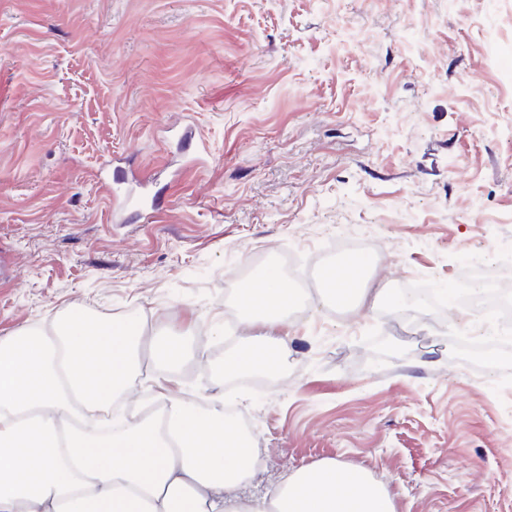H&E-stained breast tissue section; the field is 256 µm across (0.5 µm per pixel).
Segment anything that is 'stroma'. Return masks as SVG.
<instances>
[{
  "instance_id": "35a3bbf8",
  "label": "stroma",
  "mask_w": 512,
  "mask_h": 512,
  "mask_svg": "<svg viewBox=\"0 0 512 512\" xmlns=\"http://www.w3.org/2000/svg\"><path fill=\"white\" fill-rule=\"evenodd\" d=\"M347 224L395 294L512 242V0H0V338L138 313L187 332L201 398L230 275ZM326 264L269 387L224 382L272 456L244 495L335 460L396 512H512V352L456 306L321 302Z\"/></svg>"
}]
</instances>
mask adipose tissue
Wrapping results in <instances>:
<instances>
[{
  "mask_svg": "<svg viewBox=\"0 0 512 512\" xmlns=\"http://www.w3.org/2000/svg\"><path fill=\"white\" fill-rule=\"evenodd\" d=\"M325 281L330 299L356 310L394 300L365 287L350 263L332 266ZM236 298L252 333L225 355L221 374L281 368L289 337L279 328L294 289L272 269ZM142 339L138 318L94 324L77 310L59 331L0 340V512H395L363 467L334 460L295 470L274 492L241 494L255 476L253 444L225 415L221 386L201 403L182 397L177 336L156 343L167 368L152 379L157 409L113 419V400L141 380Z\"/></svg>",
  "mask_w": 512,
  "mask_h": 512,
  "instance_id": "ef3b65f1",
  "label": "adipose tissue"
}]
</instances>
